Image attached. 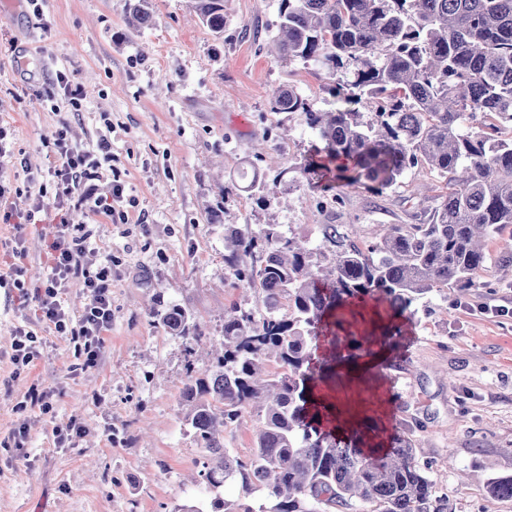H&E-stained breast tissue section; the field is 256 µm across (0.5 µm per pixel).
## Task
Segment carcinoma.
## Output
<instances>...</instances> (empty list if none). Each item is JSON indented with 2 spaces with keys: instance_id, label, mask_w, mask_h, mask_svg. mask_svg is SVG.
Returning <instances> with one entry per match:
<instances>
[{
  "instance_id": "1",
  "label": "carcinoma",
  "mask_w": 512,
  "mask_h": 512,
  "mask_svg": "<svg viewBox=\"0 0 512 512\" xmlns=\"http://www.w3.org/2000/svg\"><path fill=\"white\" fill-rule=\"evenodd\" d=\"M203 25L224 38V0H191ZM271 53L278 62L343 68L333 87L347 106L313 110L293 87L270 99L273 112H296L319 144L300 171L318 181L363 185L380 194L420 168L445 181L440 204L420 224H391L375 242L345 244L340 224L320 225L315 243L267 224L224 229L228 274L257 293V305L224 311V338L211 368L189 367L182 399L187 424L206 450L208 486H239L240 498L213 512H448L419 465L411 432L377 442L376 425L348 438L314 390L342 360L391 349L405 336L407 309L435 288L467 291L483 274L512 269V256L487 248L512 226V0H280ZM151 0H131L129 25L152 22ZM375 111L362 120L359 108ZM343 157L347 164L334 167ZM268 172L242 169L253 195ZM252 262H246V259ZM377 324L360 336L343 311L367 300ZM174 336L200 338L179 305L153 311ZM329 354L314 362L319 342ZM256 421L251 455L225 447L245 417ZM488 490L512 498V476ZM262 491L271 506L247 500Z\"/></svg>"
}]
</instances>
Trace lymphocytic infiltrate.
<instances>
[{"label": "lymphocytic infiltrate", "instance_id": "lymphocytic-infiltrate-1", "mask_svg": "<svg viewBox=\"0 0 512 512\" xmlns=\"http://www.w3.org/2000/svg\"><path fill=\"white\" fill-rule=\"evenodd\" d=\"M51 153L48 173L56 187L55 233L46 242L47 271L36 290L33 311L37 321L48 324L56 335L76 342L82 365L88 368L97 365L104 335L112 327V269L103 266L92 271L82 265L88 234L74 216L88 210L127 222L128 214L122 208L124 185L117 178L104 190L95 184L102 163L112 159L109 140L99 142L97 153H86L71 145L61 126L53 133ZM76 280L81 281L89 302L75 319L60 298Z\"/></svg>", "mask_w": 512, "mask_h": 512}]
</instances>
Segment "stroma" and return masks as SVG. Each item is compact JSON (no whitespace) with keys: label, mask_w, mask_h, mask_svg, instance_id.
<instances>
[{"label":"stroma","mask_w":512,"mask_h":512,"mask_svg":"<svg viewBox=\"0 0 512 512\" xmlns=\"http://www.w3.org/2000/svg\"><path fill=\"white\" fill-rule=\"evenodd\" d=\"M280 0H224V37L201 24L190 0H152L154 20L129 26L128 0H0V126L23 164L0 165V182L40 194L53 212L45 140L67 118L79 150L112 142V164L98 187L120 177L137 201L128 223L92 217L83 265L112 268V330L98 364L76 370L74 345L36 322L16 288H0V512H173L214 496L234 501L235 485L202 483L205 454L185 421L187 366L210 360L192 339L170 335L152 311L189 310L205 337L219 343L224 309H251L250 290L224 268V228L277 224L315 241L323 224H350L353 240H377L390 224H411L440 202L441 179L409 171L383 194L342 188L337 207L296 171L315 134L297 114L273 112L282 85L294 86L317 111L333 107L330 88L346 80L315 64L277 62L267 48L278 31ZM84 88L80 111L59 115L43 94L56 72ZM279 150L290 171L263 198L244 189L220 193L239 168ZM49 225L0 222V244L22 237L24 280L46 271L42 239ZM401 350L378 365L383 387L342 391L341 400L373 409L385 431L413 430L437 494L450 512H512V498L489 493L512 475V286L485 276L468 298L438 288L417 298ZM43 339L30 371L10 357L18 327ZM52 389V409L25 406L31 386ZM78 419L84 433L69 448L53 429ZM25 427L24 447L3 441Z\"/></svg>","instance_id":"obj_1"}]
</instances>
